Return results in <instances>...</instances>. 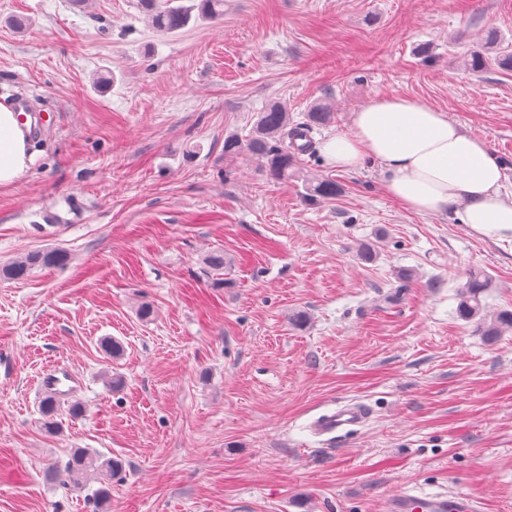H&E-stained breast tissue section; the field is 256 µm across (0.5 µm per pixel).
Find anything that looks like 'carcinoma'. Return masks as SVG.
<instances>
[{
    "label": "carcinoma",
    "mask_w": 512,
    "mask_h": 512,
    "mask_svg": "<svg viewBox=\"0 0 512 512\" xmlns=\"http://www.w3.org/2000/svg\"><path fill=\"white\" fill-rule=\"evenodd\" d=\"M143 12L146 13L153 28L169 33L185 27L192 18V10L210 19L224 16V0H200L197 7H187L178 0H140ZM500 66L512 68V53L501 48L495 58H490L482 51H476L468 62L473 71L484 69L489 61ZM333 113L324 106H317L306 113L305 121L293 123L288 111L277 103L266 106L258 113L257 121L248 135L239 137L232 135L224 139V156L236 158L249 155L260 162L261 168L270 177L286 180L296 175L300 155L312 149L308 133L316 128L331 123ZM310 197L332 199L336 197L338 186L332 179H321L306 184ZM67 262V254L61 250L36 251L27 254L20 260L0 269V277L9 280H22L39 266H63ZM486 288V281L479 273L469 274L466 283L458 291V316L466 321H477L487 338L494 339L507 331H512V311L502 310L487 319L482 315L481 295ZM44 428L50 432L59 427L57 402L46 397L41 404ZM122 464L116 460L105 459L97 452L78 448L68 460L48 469V476L64 486L81 488L94 481L99 487L93 491L96 510L105 507L112 496V480L119 477Z\"/></svg>",
    "instance_id": "cac0c4a2"
}]
</instances>
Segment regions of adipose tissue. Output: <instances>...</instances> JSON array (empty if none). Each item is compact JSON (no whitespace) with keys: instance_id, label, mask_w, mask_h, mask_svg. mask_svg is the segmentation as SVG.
I'll return each mask as SVG.
<instances>
[{"instance_id":"obj_1","label":"adipose tissue","mask_w":512,"mask_h":512,"mask_svg":"<svg viewBox=\"0 0 512 512\" xmlns=\"http://www.w3.org/2000/svg\"><path fill=\"white\" fill-rule=\"evenodd\" d=\"M321 151L338 170L378 163L384 193L407 211L444 214L481 235L512 239V196L500 164L483 140L419 99L374 98ZM33 155L14 106L0 102V187L23 178Z\"/></svg>"}]
</instances>
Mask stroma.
Masks as SVG:
<instances>
[{
  "instance_id": "obj_1",
  "label": "stroma",
  "mask_w": 512,
  "mask_h": 512,
  "mask_svg": "<svg viewBox=\"0 0 512 512\" xmlns=\"http://www.w3.org/2000/svg\"><path fill=\"white\" fill-rule=\"evenodd\" d=\"M491 30L512 43V0H226L173 33L137 0H0V98L41 118L27 173L0 187V268L68 255L0 278V512H92L47 475L77 448L122 461L110 512H380L406 487L512 512V332L456 312L472 271L486 314L512 310V240L407 212L376 163L320 151L369 100L413 97L484 140L512 191V70L466 66ZM273 101L297 122L334 106L303 178L224 155ZM317 176L336 198L309 199ZM54 366L80 378L83 414L49 433ZM349 402L364 425L313 431ZM67 254L61 250L36 251L27 254L20 260L2 267L0 277L9 280H22L39 266H62L67 262Z\"/></svg>"
}]
</instances>
